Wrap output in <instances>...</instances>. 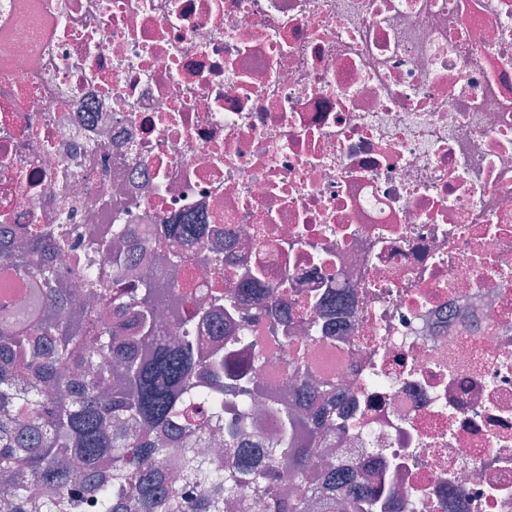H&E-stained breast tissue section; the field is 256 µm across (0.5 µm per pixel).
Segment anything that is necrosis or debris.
<instances>
[{
	"instance_id": "1",
	"label": "necrosis or debris",
	"mask_w": 512,
	"mask_h": 512,
	"mask_svg": "<svg viewBox=\"0 0 512 512\" xmlns=\"http://www.w3.org/2000/svg\"><path fill=\"white\" fill-rule=\"evenodd\" d=\"M181 218L156 251L241 308L206 345L335 380L326 459L403 512H512V0H0V225L126 288L98 229Z\"/></svg>"
}]
</instances>
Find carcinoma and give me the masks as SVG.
<instances>
[{
	"label": "carcinoma",
	"mask_w": 512,
	"mask_h": 512,
	"mask_svg": "<svg viewBox=\"0 0 512 512\" xmlns=\"http://www.w3.org/2000/svg\"><path fill=\"white\" fill-rule=\"evenodd\" d=\"M127 233H100L103 254L126 263ZM43 233L0 243V273L29 279L27 304L0 311V512H224L247 497L264 512H374L380 491L322 468L317 429L332 421L330 379L288 372L301 399L265 400L277 432L263 461L248 443L251 367L223 348L206 350L194 329L234 312L216 292L198 306L176 288L180 266L132 288L70 283ZM256 305L288 307L271 287ZM170 335H160V312Z\"/></svg>",
	"instance_id": "carcinoma-1"
}]
</instances>
